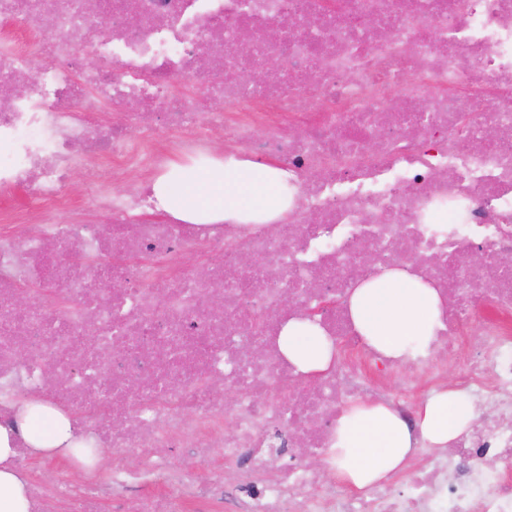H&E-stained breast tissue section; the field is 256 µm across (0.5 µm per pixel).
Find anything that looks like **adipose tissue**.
I'll list each match as a JSON object with an SVG mask.
<instances>
[{
	"label": "adipose tissue",
	"instance_id": "adipose-tissue-1",
	"mask_svg": "<svg viewBox=\"0 0 512 512\" xmlns=\"http://www.w3.org/2000/svg\"><path fill=\"white\" fill-rule=\"evenodd\" d=\"M163 208L194 224L266 223L284 214L292 195L281 173L265 163L233 157L205 166H169L154 184ZM355 327L364 341L386 356L416 360L433 348L440 325V300L434 288L402 270L386 271L355 289L349 299ZM284 356L303 375L328 370L333 343L318 323L296 319L279 340ZM46 406L25 401L15 410V427H0V512H30L28 484L18 470L13 438L30 452L76 451L68 421L51 433L35 426ZM477 416L471 401L453 390L428 397L416 413L415 427L381 403L359 402L346 407L336 422L329 473L336 482L363 489L400 470L417 444L447 447Z\"/></svg>",
	"mask_w": 512,
	"mask_h": 512
}]
</instances>
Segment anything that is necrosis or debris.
<instances>
[{
    "instance_id": "4bbe7bcc",
    "label": "necrosis or debris",
    "mask_w": 512,
    "mask_h": 512,
    "mask_svg": "<svg viewBox=\"0 0 512 512\" xmlns=\"http://www.w3.org/2000/svg\"><path fill=\"white\" fill-rule=\"evenodd\" d=\"M6 89L0 392L52 407L110 458L82 480L49 461L29 483L35 512H512V0H0ZM215 131L225 154L284 173L285 218L161 215L168 158L204 154ZM392 269L442 302L413 362L350 316L354 289ZM325 293L336 358L311 379L277 339ZM451 368L487 410L431 469L353 491L308 468L329 459L347 401L387 399L407 420L409 381ZM396 374L406 384L388 391ZM174 448L223 464L203 478Z\"/></svg>"
}]
</instances>
